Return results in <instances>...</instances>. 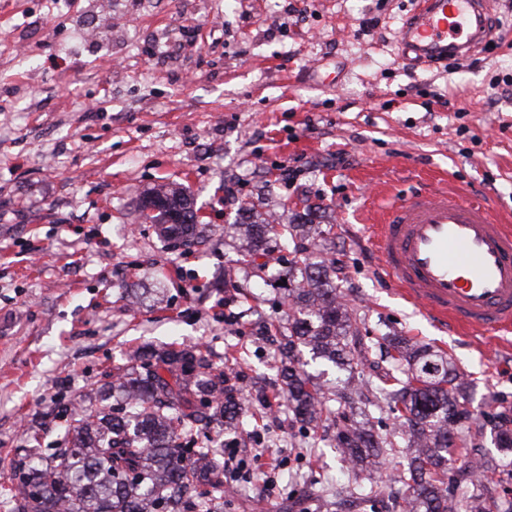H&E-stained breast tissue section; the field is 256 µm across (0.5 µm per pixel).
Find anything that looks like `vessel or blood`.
Returning a JSON list of instances; mask_svg holds the SVG:
<instances>
[{
	"mask_svg": "<svg viewBox=\"0 0 512 512\" xmlns=\"http://www.w3.org/2000/svg\"><path fill=\"white\" fill-rule=\"evenodd\" d=\"M485 0H418L399 43L408 64L461 60L494 37ZM369 238L393 291L464 336L512 330V226L459 189L403 197Z\"/></svg>",
	"mask_w": 512,
	"mask_h": 512,
	"instance_id": "1",
	"label": "vessel or blood"
}]
</instances>
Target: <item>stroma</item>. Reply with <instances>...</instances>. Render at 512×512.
Masks as SVG:
<instances>
[{"label": "stroma", "mask_w": 512, "mask_h": 512, "mask_svg": "<svg viewBox=\"0 0 512 512\" xmlns=\"http://www.w3.org/2000/svg\"><path fill=\"white\" fill-rule=\"evenodd\" d=\"M415 4L0 0V456L39 429L56 447L59 397L93 395L131 349L186 343L220 366L235 355L250 409L237 443L267 449L224 512H318L326 486L333 512H366L335 449L359 403L318 429L259 407L282 386L268 332L281 267L248 276L225 242L243 200L257 221L308 209L333 225L339 288L371 340L447 352L474 407L512 413V344L435 327L389 291L367 232L426 188L512 215V0H488L494 41L448 66L401 62ZM163 183L193 200L198 242L171 246L141 218ZM274 456L268 487L256 474Z\"/></svg>", "instance_id": "stroma-1"}]
</instances>
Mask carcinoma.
Returning <instances> with one entry per match:
<instances>
[{
	"instance_id": "obj_1",
	"label": "carcinoma",
	"mask_w": 512,
	"mask_h": 512,
	"mask_svg": "<svg viewBox=\"0 0 512 512\" xmlns=\"http://www.w3.org/2000/svg\"><path fill=\"white\" fill-rule=\"evenodd\" d=\"M140 211L167 241L187 245L198 236L196 211L176 187L148 190ZM331 230L311 222L224 227L237 251L253 259L272 255L273 238L285 236L277 247L288 251L279 256V290L290 313L276 329L288 349V360L280 361L285 387L278 405L314 426L345 395L296 366L295 350L306 348L312 361L350 374L369 350L361 320L336 288V258L324 253ZM383 340L391 384L359 393L377 421L400 420L397 438L377 440L370 421H354L337 433V452L355 467H375L403 440L411 451L408 468L398 474L409 491L405 512H497L498 487L512 480V461L497 482L448 486V462L468 444L465 423L476 420L469 383L445 353L396 334ZM232 376L197 346L174 342L133 352L98 402L81 398L61 409L63 443L48 457H0L16 480L8 489L14 512H224V445L208 428L217 422L236 433L242 403L229 397ZM493 441L503 455L512 453L511 430L499 428Z\"/></svg>"
}]
</instances>
